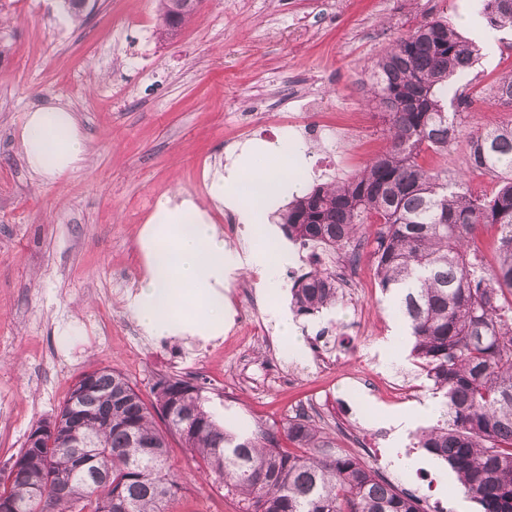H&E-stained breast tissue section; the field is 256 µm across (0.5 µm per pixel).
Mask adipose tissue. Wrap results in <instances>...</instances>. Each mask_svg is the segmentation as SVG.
I'll return each instance as SVG.
<instances>
[{
	"label": "adipose tissue",
	"mask_w": 512,
	"mask_h": 512,
	"mask_svg": "<svg viewBox=\"0 0 512 512\" xmlns=\"http://www.w3.org/2000/svg\"><path fill=\"white\" fill-rule=\"evenodd\" d=\"M299 137L291 141L244 145L223 175L212 180L210 195L237 213L244 224L260 229L258 246L241 252L193 200L159 203L139 234L144 274L129 310L146 336H196L210 340L224 333L230 310L224 290L243 268L285 259L265 234L269 214L303 185ZM21 150L29 168L52 178L84 158L85 143L73 113L43 106L25 116Z\"/></svg>",
	"instance_id": "1"
}]
</instances>
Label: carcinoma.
<instances>
[{
  "mask_svg": "<svg viewBox=\"0 0 512 512\" xmlns=\"http://www.w3.org/2000/svg\"><path fill=\"white\" fill-rule=\"evenodd\" d=\"M198 0H157L162 34L174 36ZM78 23L90 0H62ZM494 28H512V0H477ZM480 48L448 18L427 19L397 38L374 64L371 87L385 118L386 150L346 179L294 197L272 216L292 242L342 253L360 233L374 236L379 286L413 338L415 366L439 399L435 423L417 447L441 458L459 490L481 512H512V119L466 128L470 102L448 97L469 75ZM512 107V73L482 90ZM469 139L466 169L419 161ZM473 172L496 181L487 196L469 186ZM496 231L497 263L473 249V233ZM332 272L313 268L291 288L296 314L339 306ZM162 420L160 428L156 420ZM51 447L25 440L0 468V512H168L179 491L168 436L199 457L205 472L243 503V512H426L355 455L334 445L309 417L261 424L240 435L207 409L197 386L162 378L146 399L123 374H83L55 416ZM294 450L281 447V439Z\"/></svg>",
  "mask_w": 512,
  "mask_h": 512,
  "instance_id": "cac0c4a2",
  "label": "carcinoma"
}]
</instances>
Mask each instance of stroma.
<instances>
[{"instance_id": "35a3bbf8", "label": "stroma", "mask_w": 512, "mask_h": 512, "mask_svg": "<svg viewBox=\"0 0 512 512\" xmlns=\"http://www.w3.org/2000/svg\"><path fill=\"white\" fill-rule=\"evenodd\" d=\"M473 0H201L171 40H156L154 0H99L82 24L59 0H0V467L36 422L54 417L75 381L108 367L142 393L161 377L189 379L236 432L261 421L286 423L307 408L321 431L398 488L443 502L446 512H478L449 495L454 474L394 439L385 417L430 402L431 383L410 358L380 344L399 328L369 256L368 293L344 295L332 311L299 316L300 347L289 352L257 288L259 336L150 338L127 302L143 274L138 237L169 197L205 201L215 224L225 207L209 184L248 136L247 113L278 140L284 115L304 114L303 96L321 101L323 121L342 137L306 142L305 188L352 175L386 148L384 119L369 105L371 62L422 21H476ZM512 70V30L474 65L471 96ZM46 105L75 113L91 149L79 167L35 175L19 139L27 112ZM273 277L289 303L291 272L335 256L297 244ZM410 385L413 400L392 403L381 387ZM402 454L403 470L388 465ZM170 462L181 491L170 512H241L236 496L197 470L178 438Z\"/></svg>"}]
</instances>
